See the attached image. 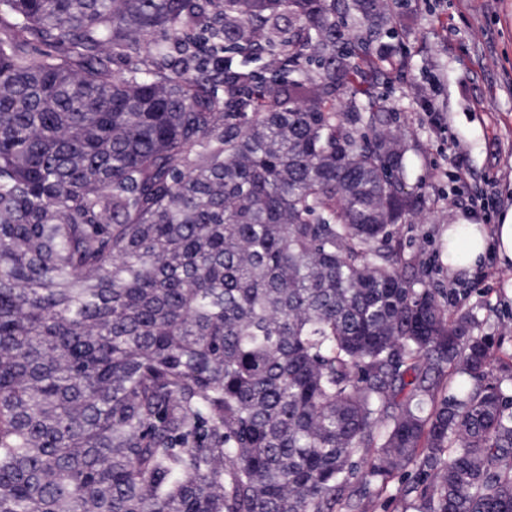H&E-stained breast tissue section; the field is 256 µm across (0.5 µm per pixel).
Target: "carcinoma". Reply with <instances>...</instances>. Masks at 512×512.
Listing matches in <instances>:
<instances>
[{"instance_id": "carcinoma-1", "label": "carcinoma", "mask_w": 512, "mask_h": 512, "mask_svg": "<svg viewBox=\"0 0 512 512\" xmlns=\"http://www.w3.org/2000/svg\"><path fill=\"white\" fill-rule=\"evenodd\" d=\"M392 2L0 0V512H512V376L393 245Z\"/></svg>"}]
</instances>
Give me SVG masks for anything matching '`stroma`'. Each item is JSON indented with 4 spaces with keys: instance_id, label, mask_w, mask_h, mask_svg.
Listing matches in <instances>:
<instances>
[{
    "instance_id": "1",
    "label": "stroma",
    "mask_w": 512,
    "mask_h": 512,
    "mask_svg": "<svg viewBox=\"0 0 512 512\" xmlns=\"http://www.w3.org/2000/svg\"><path fill=\"white\" fill-rule=\"evenodd\" d=\"M396 14V69L377 90L400 105L393 128L411 147L408 182L422 194L398 240L449 312L475 311L493 336L512 325V275L492 252L449 274L443 248L449 225L470 217L466 198L448 202L459 169L471 174L469 191L498 198L487 223L512 207V0H401Z\"/></svg>"
}]
</instances>
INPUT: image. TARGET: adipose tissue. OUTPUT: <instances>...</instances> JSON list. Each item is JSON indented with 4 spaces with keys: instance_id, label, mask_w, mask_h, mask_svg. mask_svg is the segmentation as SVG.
Listing matches in <instances>:
<instances>
[{
    "instance_id": "adipose-tissue-1",
    "label": "adipose tissue",
    "mask_w": 512,
    "mask_h": 512,
    "mask_svg": "<svg viewBox=\"0 0 512 512\" xmlns=\"http://www.w3.org/2000/svg\"><path fill=\"white\" fill-rule=\"evenodd\" d=\"M494 250L502 267L512 266V208L491 226L452 224L448 227V268L456 272L473 268L487 250Z\"/></svg>"
}]
</instances>
